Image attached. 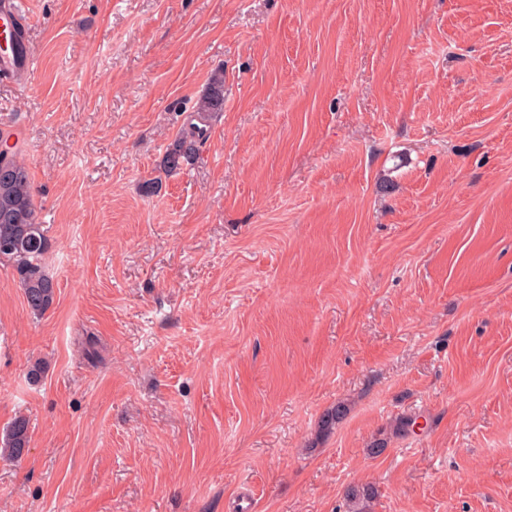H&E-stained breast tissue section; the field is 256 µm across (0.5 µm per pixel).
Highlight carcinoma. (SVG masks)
Returning <instances> with one entry per match:
<instances>
[{
  "label": "carcinoma",
  "mask_w": 512,
  "mask_h": 512,
  "mask_svg": "<svg viewBox=\"0 0 512 512\" xmlns=\"http://www.w3.org/2000/svg\"><path fill=\"white\" fill-rule=\"evenodd\" d=\"M224 107V76L214 75L197 103L196 112L204 119ZM204 138V129L191 123L183 129L173 147L166 153L164 167L181 168L196 156L197 144ZM49 248L44 225L38 217L28 168L17 154L0 156V259L12 261L29 309L35 315L48 311L55 299V283L43 265ZM28 424L15 420L0 441V456L20 460L29 448ZM374 497L371 487L352 488L347 492L349 512H368Z\"/></svg>",
  "instance_id": "1"
}]
</instances>
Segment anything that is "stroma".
<instances>
[{
	"mask_svg": "<svg viewBox=\"0 0 512 512\" xmlns=\"http://www.w3.org/2000/svg\"><path fill=\"white\" fill-rule=\"evenodd\" d=\"M21 2L0 512H512V0ZM6 56V57H5ZM2 56L0 54V72L4 77L13 75V73L30 74L35 63V56L30 48H26L23 56L18 62L13 57ZM224 107V76L215 74L197 103L196 112L200 119H205L209 113L222 111ZM204 138V129L191 123L181 131L173 147L166 153L164 167L168 171L180 169L183 163L193 161L196 156L197 144ZM49 248L38 217L28 168L15 152L0 156V259L12 261L29 309L48 311L55 299V283L43 265ZM28 424L24 419L15 420L0 443V456L20 460L29 448Z\"/></svg>",
	"mask_w": 512,
	"mask_h": 512,
	"instance_id": "35a3bbf8",
	"label": "stroma"
}]
</instances>
